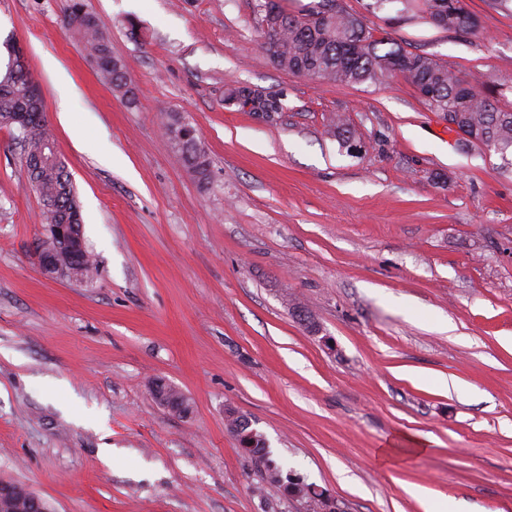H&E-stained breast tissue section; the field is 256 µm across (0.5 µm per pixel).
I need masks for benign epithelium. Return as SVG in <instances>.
Listing matches in <instances>:
<instances>
[{
	"mask_svg": "<svg viewBox=\"0 0 512 512\" xmlns=\"http://www.w3.org/2000/svg\"><path fill=\"white\" fill-rule=\"evenodd\" d=\"M171 136L186 144H195L198 131L190 121L182 118L171 129ZM62 220L51 225L49 236L42 239L36 248L37 262L46 277L72 278L87 255V246L79 217L69 212L61 213ZM23 500L29 512H52L46 501L27 485L16 481L0 480V503L9 506Z\"/></svg>",
	"mask_w": 512,
	"mask_h": 512,
	"instance_id": "7a95c632",
	"label": "benign epithelium"
}]
</instances>
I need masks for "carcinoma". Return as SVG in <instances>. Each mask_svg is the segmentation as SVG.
I'll return each instance as SVG.
<instances>
[{
  "label": "carcinoma",
  "mask_w": 512,
  "mask_h": 512,
  "mask_svg": "<svg viewBox=\"0 0 512 512\" xmlns=\"http://www.w3.org/2000/svg\"><path fill=\"white\" fill-rule=\"evenodd\" d=\"M404 10H416L422 18L440 19L439 27L446 31H474L478 19L469 9L467 0H402ZM256 20L264 45L274 65L288 73L301 75L321 83L344 85L381 84L402 76L418 93H427L426 105L433 112L451 117L467 142L493 149L501 154L512 152V108L492 101L479 84L431 57L406 50L392 40L389 46L372 38L363 22L344 9L339 0H321V8L309 14L286 16L276 0H257ZM71 38L82 44L92 60L105 66L99 72L112 86L127 96V103H136L135 88L131 87L124 62L112 55V46L105 37L102 20L92 13L84 0H69L64 19ZM32 80L24 66L10 70L0 67V125L8 126L7 118L14 112L43 113L42 102L32 101L28 85ZM244 84L232 85L225 102L273 116L283 110L279 96L266 93L253 106H248ZM23 143L25 166L37 154L51 155L55 144L45 117L17 135ZM184 164L194 174L200 187L210 184V160L203 147H174ZM31 187L39 198L57 196L69 208L78 207L74 186L67 167L53 161L42 164ZM228 431L239 443V450L261 463L266 480L287 496L313 507L314 512H334L326 504L329 493L318 490L305 481H283L280 466L270 458L262 434L251 428L241 413L230 414Z\"/></svg>",
  "instance_id": "carcinoma-1"
}]
</instances>
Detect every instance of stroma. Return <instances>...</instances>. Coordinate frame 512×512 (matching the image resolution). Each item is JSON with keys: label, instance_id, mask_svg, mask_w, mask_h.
<instances>
[{"label": "stroma", "instance_id": "obj_1", "mask_svg": "<svg viewBox=\"0 0 512 512\" xmlns=\"http://www.w3.org/2000/svg\"><path fill=\"white\" fill-rule=\"evenodd\" d=\"M467 2L479 27L454 33L400 0H341L512 107V8ZM86 3L136 105L69 36L68 0H0L98 260L89 284L41 274L42 205L0 127V479L54 512H304L239 450L233 408L347 512H422L416 486L512 512V154L469 144L404 77L278 69L255 0ZM236 82L283 112L225 105ZM169 113L197 127L208 189ZM172 147L181 156L188 169L194 174L199 186L201 188H207L211 179V164L203 147L201 145L194 149L181 148L176 145H172Z\"/></svg>", "mask_w": 512, "mask_h": 512}]
</instances>
